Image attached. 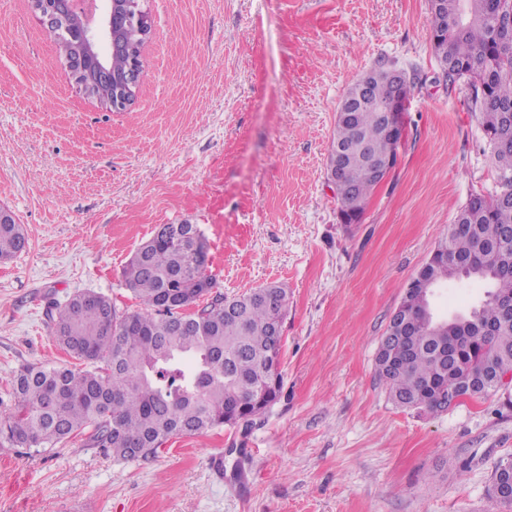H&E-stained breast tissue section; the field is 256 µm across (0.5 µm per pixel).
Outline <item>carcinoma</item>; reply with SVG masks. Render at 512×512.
<instances>
[{
  "label": "carcinoma",
  "mask_w": 512,
  "mask_h": 512,
  "mask_svg": "<svg viewBox=\"0 0 512 512\" xmlns=\"http://www.w3.org/2000/svg\"><path fill=\"white\" fill-rule=\"evenodd\" d=\"M431 41L441 74L452 88L464 81L483 130L497 181L493 193H474L417 270L404 292L401 316L387 326L395 337L378 343L375 374L398 407L436 412L448 392L470 396L464 382L482 379L489 364L512 368V323L502 320L503 298H512V40L500 31L512 0H429ZM68 60L76 40L47 31ZM375 70L352 85L336 115L332 143L344 152L334 183L340 207L361 223L375 190L390 175L378 169L398 156L400 143L384 129L380 110L396 96ZM186 240L160 224L124 269V284L140 309L120 310L106 295L85 291L48 310L55 340L80 367L45 361L12 380L14 405L0 419V439L39 452L80 434L119 461L145 458L173 437L245 427L280 399L281 346L273 331L283 322L288 292L270 284L225 298L218 294L191 315L182 308L216 287L206 270V242L197 225ZM26 238L12 213L0 222V261L22 252ZM466 276L488 284L483 299L463 315L495 327L488 336L463 335L458 315L443 316L444 333L421 329L430 299L424 281L441 286Z\"/></svg>",
  "instance_id": "carcinoma-1"
}]
</instances>
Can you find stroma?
<instances>
[{
	"instance_id": "35a3bbf8",
	"label": "stroma",
	"mask_w": 512,
	"mask_h": 512,
	"mask_svg": "<svg viewBox=\"0 0 512 512\" xmlns=\"http://www.w3.org/2000/svg\"><path fill=\"white\" fill-rule=\"evenodd\" d=\"M124 112L86 97L29 0H0V417L24 366L69 363L49 302L94 290L137 310L123 270L160 224L199 225L218 293L288 290L279 401L249 428L119 462L79 435L0 444V512H512L488 496L512 454L502 394L396 407L374 359L407 284L496 171L466 84L439 82L428 0H145ZM382 65L413 87L399 162L344 229L327 182L336 109ZM453 280L435 304L481 299ZM7 212L3 223L0 222V261H8L22 252L26 246V238L12 213Z\"/></svg>"
}]
</instances>
